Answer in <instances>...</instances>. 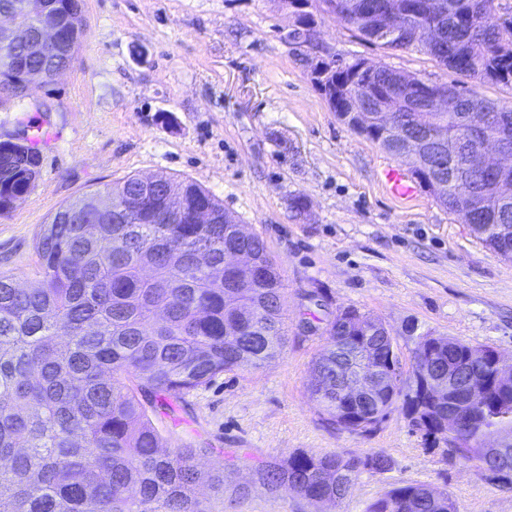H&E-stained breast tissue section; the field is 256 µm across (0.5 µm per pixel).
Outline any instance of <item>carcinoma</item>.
<instances>
[{
	"instance_id": "carcinoma-1",
	"label": "carcinoma",
	"mask_w": 512,
	"mask_h": 512,
	"mask_svg": "<svg viewBox=\"0 0 512 512\" xmlns=\"http://www.w3.org/2000/svg\"><path fill=\"white\" fill-rule=\"evenodd\" d=\"M372 3L375 15L390 0H323L365 39L384 49L422 51L439 64L472 78L512 84V12L498 13L495 0H443L444 12L422 8L429 0H402L408 30L400 38L381 40L361 4ZM436 20L445 31L436 46L423 43L419 31ZM83 31H68L57 57L13 48L14 57L0 63V105L17 99V85L30 71L41 82L52 79L61 64H71ZM322 94L347 126L349 96H377L397 114L398 125L423 139L438 134L458 138L474 122L494 130L487 116H505L512 108L475 94H465L455 117L431 112L428 127L413 125L424 106L419 98H399L391 87L395 70L377 64L359 70L361 61L323 60ZM389 155L397 138L390 130L368 135ZM40 154L32 138L15 149L0 143V216L28 193L39 174ZM466 167L481 207L472 211L473 234L501 256L512 259V238L496 232L512 225V196L496 194V175L477 159L467 142L452 156L432 154L426 173L412 170L418 184L449 211L463 205L452 200L449 177ZM146 198L145 212L128 224L112 212L87 207L96 196L122 202L126 196ZM177 197L190 212L207 207L219 224L181 221L164 224L159 216L166 199ZM224 205L188 178L164 175L160 186L146 188L135 175L66 203L42 225L34 252L36 284L16 286L0 273V512H210L197 495L199 481L213 495L224 497V468L200 471L196 448L162 449L152 416L213 377L234 369L256 368L284 345L285 320L281 276L263 240L238 236L239 224H224ZM248 252L251 268L224 285V248ZM380 318L357 310L334 316L326 329V345L312 361L324 383L333 387L336 374L327 357L336 356V337L353 336ZM436 346L435 356L454 365L469 362L473 345L447 336L424 334ZM390 342L378 340L373 356L384 364ZM403 399L408 414L418 412L420 396L402 386L390 403ZM489 423L512 426V394L496 389L485 397ZM486 433L474 427L461 433L456 455L487 462ZM390 461L377 454L364 460L341 454H290L257 470L258 482L269 490L296 482L312 501L328 495L343 499L336 472L362 469L382 473ZM367 512H457L446 493L434 494L422 484L397 485L374 500Z\"/></svg>"
}]
</instances>
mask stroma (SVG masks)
Returning <instances> with one entry per match:
<instances>
[{
	"label": "stroma",
	"instance_id": "1",
	"mask_svg": "<svg viewBox=\"0 0 512 512\" xmlns=\"http://www.w3.org/2000/svg\"><path fill=\"white\" fill-rule=\"evenodd\" d=\"M313 44L285 40L280 0H83L84 37L66 71L0 107V141L20 120L42 130L33 189L0 216V272L36 280L33 242L64 203L127 175L190 178L266 243L288 316L280 354L216 375L154 424L169 448L224 465L212 512H365L394 485L447 492L458 512H512V489L431 443L402 403L367 433L330 425L310 399V367L328 321L346 309L379 317L403 372L420 334L512 352V260L493 252L426 191L391 194L394 160L338 120L311 75L318 59L381 63L512 106V85L465 78L414 51L362 39L311 6ZM172 113L168 125L162 113ZM307 212L293 218V196ZM379 453L389 470L359 474L347 496L316 503L259 484L256 469L292 453Z\"/></svg>",
	"mask_w": 512,
	"mask_h": 512
}]
</instances>
